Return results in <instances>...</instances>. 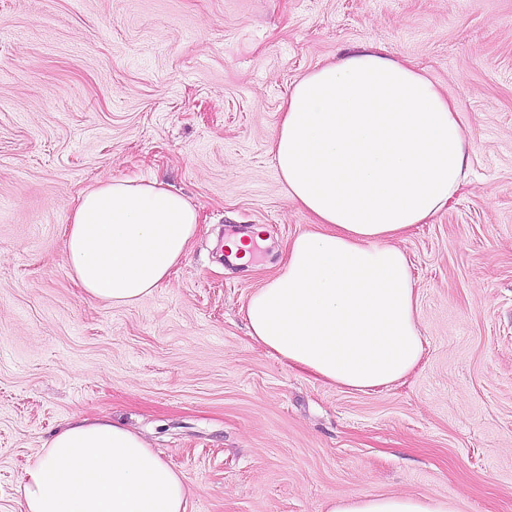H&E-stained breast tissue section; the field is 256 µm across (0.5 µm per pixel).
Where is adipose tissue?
<instances>
[{
	"label": "adipose tissue",
	"mask_w": 512,
	"mask_h": 512,
	"mask_svg": "<svg viewBox=\"0 0 512 512\" xmlns=\"http://www.w3.org/2000/svg\"><path fill=\"white\" fill-rule=\"evenodd\" d=\"M289 200L313 218L253 291L251 339L324 384L368 392L397 383L423 351L418 294L399 248L467 179L470 139L456 106L413 66L371 43L291 89L274 135ZM199 214L156 180L112 179L80 197L68 272L90 298L132 305L167 280ZM190 491L138 432L80 418L27 470L25 512H187ZM328 512H459L443 496H338Z\"/></svg>",
	"instance_id": "1"
}]
</instances>
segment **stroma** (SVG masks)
Returning <instances> with one entry per match:
<instances>
[{
  "mask_svg": "<svg viewBox=\"0 0 512 512\" xmlns=\"http://www.w3.org/2000/svg\"><path fill=\"white\" fill-rule=\"evenodd\" d=\"M457 104L470 177L401 246L424 350L367 393L288 368L242 309L312 219L272 144L293 84L349 47ZM156 179L199 212L168 280L128 306L66 266L81 192ZM257 228L250 262L224 238ZM106 416L182 475L188 512H326L437 494L512 512V0H0V512L67 422Z\"/></svg>",
  "mask_w": 512,
  "mask_h": 512,
  "instance_id": "35a3bbf8",
  "label": "stroma"
}]
</instances>
